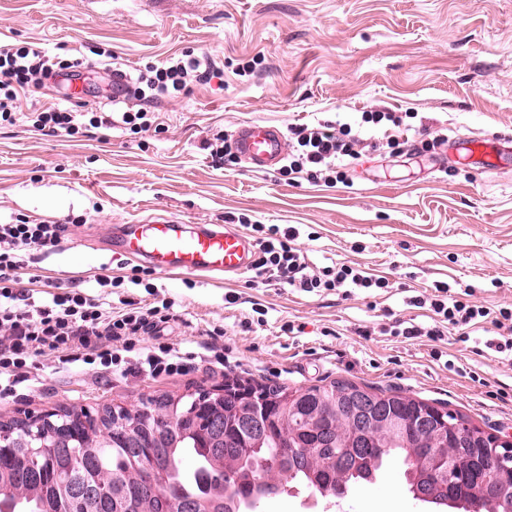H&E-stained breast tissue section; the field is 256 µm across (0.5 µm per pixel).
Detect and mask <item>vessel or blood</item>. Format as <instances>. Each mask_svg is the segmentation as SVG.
<instances>
[{"mask_svg": "<svg viewBox=\"0 0 512 512\" xmlns=\"http://www.w3.org/2000/svg\"><path fill=\"white\" fill-rule=\"evenodd\" d=\"M237 153L253 171L266 172L284 156V136L264 121L241 126L235 137ZM450 147L466 156H478L482 169L497 170L511 151L469 136L451 138ZM114 251L147 263L170 275L231 279L251 270L255 243L243 231L220 224L191 226L177 218L157 217L112 230Z\"/></svg>", "mask_w": 512, "mask_h": 512, "instance_id": "1", "label": "vessel or blood"}]
</instances>
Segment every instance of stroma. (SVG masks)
<instances>
[{
  "label": "stroma",
  "instance_id": "obj_1",
  "mask_svg": "<svg viewBox=\"0 0 512 512\" xmlns=\"http://www.w3.org/2000/svg\"><path fill=\"white\" fill-rule=\"evenodd\" d=\"M0 41L40 42L60 56L96 62L88 104L108 93L113 67L131 72L172 54L210 55L223 81L191 84L154 109L149 131L117 125L72 141L35 131V109L63 101V87L21 99L0 126V222L72 219L55 250L34 253L29 274L79 285L111 304L174 301L180 318L166 343L186 351L223 326L226 369L101 378L82 364L42 370L23 401H0V419L64 408L139 407L224 382L291 389L345 379L444 404L491 433H512V363L476 355L457 337L433 343L386 336L391 317L420 318L406 299L435 284L468 285L475 300L512 305V165L485 172L448 146L367 152L353 186L288 180L244 161L216 167L207 143L248 121L287 129L347 112L413 113L420 140L473 135L512 146V0H0ZM254 70L246 65L253 58ZM176 217L188 224H286L314 269L356 262L385 276L387 291L350 297L273 283L249 287L156 273V294L108 290L95 275L129 274L112 254L114 225ZM237 295L236 303L225 300ZM265 316H258V309ZM304 324V333L289 324ZM441 357H434V350ZM257 512H430L407 492L401 467L385 487L342 499L283 493Z\"/></svg>",
  "mask_w": 512,
  "mask_h": 512
}]
</instances>
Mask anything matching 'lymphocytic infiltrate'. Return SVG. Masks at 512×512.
Returning <instances> with one entry per match:
<instances>
[{"label": "lymphocytic infiltrate", "mask_w": 512, "mask_h": 512, "mask_svg": "<svg viewBox=\"0 0 512 512\" xmlns=\"http://www.w3.org/2000/svg\"><path fill=\"white\" fill-rule=\"evenodd\" d=\"M88 66L86 59H63L33 43L0 44V123L14 122L21 96L42 92L50 79L80 75ZM223 75L209 56L173 58L166 66H149L131 74L127 94L139 101L138 109H126L117 116L102 106L90 109L83 103H67L35 113L33 126L47 136L75 138L92 128H111L117 119L133 133L145 132L152 125L153 104L186 93L190 81L207 83ZM386 125L396 130L388 138V147L398 146L409 130L399 112L364 111L333 125L290 127L288 152L280 172L285 176L303 173L314 182L347 183V159L358 158L360 147L377 149V141L369 138L368 132ZM66 230L63 224L33 223L21 217L0 224V398L17 397L19 385L31 381L40 369V357L45 355L55 356L66 366L77 362L88 365L99 375L156 378L189 371L196 352H183L159 340L164 324L177 317L172 301L165 299L146 309L116 310L105 306L101 297L79 289L42 298L35 290L23 287L20 273L29 252L56 248ZM253 230L259 257L251 287L275 281L308 293L333 291L346 297L390 285L386 277L345 263L314 270L296 243L295 228L257 224ZM470 295V289L453 292L447 284H437L433 295L409 299L410 305L428 311L429 323L397 319L385 333L433 342L445 335L470 338L475 353L488 349L512 363V307L492 308L471 301ZM484 324L495 328L494 336L478 338ZM143 336L158 339V346L146 353L137 352L136 343Z\"/></svg>", "instance_id": "1"}]
</instances>
